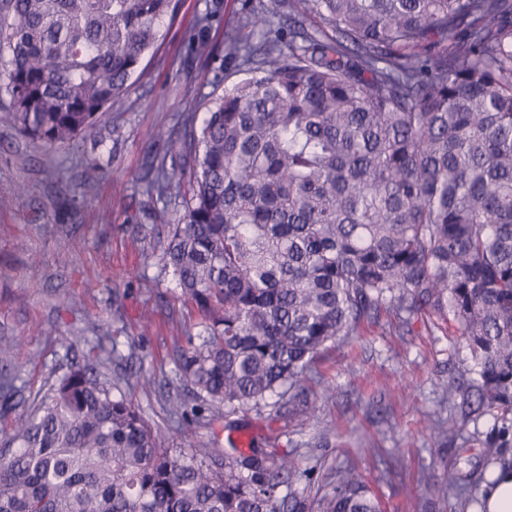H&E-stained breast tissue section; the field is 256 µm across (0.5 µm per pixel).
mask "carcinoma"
<instances>
[{
  "label": "carcinoma",
  "mask_w": 512,
  "mask_h": 512,
  "mask_svg": "<svg viewBox=\"0 0 512 512\" xmlns=\"http://www.w3.org/2000/svg\"><path fill=\"white\" fill-rule=\"evenodd\" d=\"M180 0H0L5 118L66 145L96 126ZM197 19L190 52L208 57ZM229 43L251 76L145 172L189 178L162 261L200 316L167 395L182 425L268 405L319 353L393 311L460 331L478 404L512 412V0H270ZM0 375V512H380L347 466L313 502L286 498L293 457L165 448L77 361L29 410ZM473 466L439 486L487 482Z\"/></svg>",
  "instance_id": "cac0c4a2"
}]
</instances>
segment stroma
I'll return each instance as SVG.
<instances>
[{
    "instance_id": "35a3bbf8",
    "label": "stroma",
    "mask_w": 512,
    "mask_h": 512,
    "mask_svg": "<svg viewBox=\"0 0 512 512\" xmlns=\"http://www.w3.org/2000/svg\"><path fill=\"white\" fill-rule=\"evenodd\" d=\"M242 4L181 0L176 17L164 22V39L142 61L141 76L70 144L44 147L0 121V339L25 342L21 355L0 356V372L15 376L33 401L105 336L123 357L106 369L113 394L139 408L169 447L243 437L298 460L305 474L290 487L296 497L327 492L330 473L346 463L381 512H409L414 501L421 512H479L438 497L433 487L448 469H470L499 432L506 441L501 461L512 466V412L486 406L473 413L462 405L473 393V363L454 324L427 312L406 322L383 313L324 349L306 397L188 430L164 408V395L178 384L176 352L197 321L161 260L184 197L174 190L164 205L166 223H157L139 178L167 149L160 133L181 137L225 86L245 78L228 49ZM208 9L216 20L205 37L218 55L206 60L189 55L187 42ZM20 183L27 187L22 195ZM63 336L77 337L78 346L61 345ZM132 374L150 379V387L129 382ZM450 383L458 388L455 404L444 392ZM309 401L318 410L305 422ZM442 426L462 428V438L440 436Z\"/></svg>"
}]
</instances>
